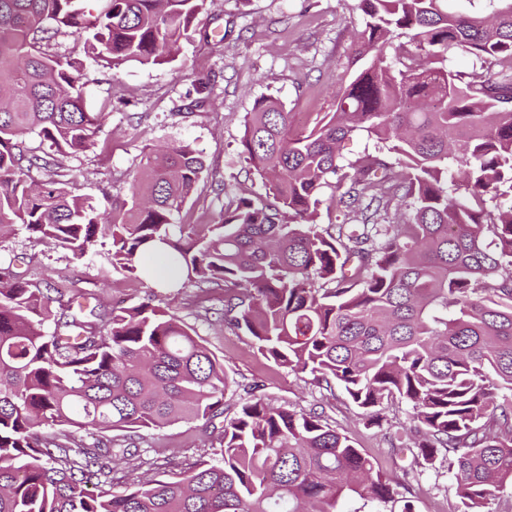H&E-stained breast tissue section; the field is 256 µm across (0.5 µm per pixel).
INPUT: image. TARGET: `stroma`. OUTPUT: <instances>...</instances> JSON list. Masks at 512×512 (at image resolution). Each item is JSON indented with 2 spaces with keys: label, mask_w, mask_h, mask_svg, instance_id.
I'll list each match as a JSON object with an SVG mask.
<instances>
[{
  "label": "stroma",
  "mask_w": 512,
  "mask_h": 512,
  "mask_svg": "<svg viewBox=\"0 0 512 512\" xmlns=\"http://www.w3.org/2000/svg\"><path fill=\"white\" fill-rule=\"evenodd\" d=\"M357 0H207L181 43L176 60L163 65L127 64L112 70L88 65L82 80L94 104H107L110 117L90 149L65 158L71 190L100 208L131 195V182L145 144L188 143L206 169L194 197L192 219L211 224L229 196L262 194L257 177L247 174L240 140L255 99L278 98L296 128L314 113L334 111L355 57L362 17ZM208 99L199 103L198 90ZM13 265L34 286L73 288L91 294L105 308L131 307L150 289L113 268L107 246L96 245L82 258L50 249L16 230L0 242V266ZM201 289H158L156 302L175 307L224 365L231 382L227 413L237 409L242 385L259 382L261 393L283 408L322 406L331 422L368 455L382 474L403 479L406 461L394 454L385 429L367 426L343 391L330 392L309 375L278 367L254 349L250 336L226 330L206 314ZM222 418L211 424L177 423L143 431L144 446L158 463L182 468L220 453ZM404 496L417 512H454L455 481L441 463L422 476L403 479Z\"/></svg>",
  "instance_id": "stroma-1"
}]
</instances>
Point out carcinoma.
<instances>
[{
    "label": "carcinoma",
    "mask_w": 512,
    "mask_h": 512,
    "mask_svg": "<svg viewBox=\"0 0 512 512\" xmlns=\"http://www.w3.org/2000/svg\"><path fill=\"white\" fill-rule=\"evenodd\" d=\"M358 0L359 54L333 112L299 131L275 98L255 100L241 153L264 194L238 196L215 224H179L205 170L189 144L141 151L130 199L105 213L68 189L61 159L95 145L85 63L44 46L83 41L108 68L163 65L206 0H0V239L29 237L83 257L107 237L112 266L166 284L224 289V328L277 365L339 386L369 426L409 407L399 448L417 478L437 457L459 512H495L512 482V0ZM473 57L458 71L448 54ZM364 132L376 148L344 161ZM48 143L38 154L24 136ZM458 179L449 177L454 165ZM335 179L341 220L317 222ZM52 332L45 331L48 322ZM221 364L148 291L102 310L80 291L51 297L0 267V512H413L401 482L374 471L325 411L275 407L242 386L221 458L112 491L119 459L155 468L138 431L224 414ZM85 431L87 443L76 437ZM112 431H124L115 448Z\"/></svg>",
    "instance_id": "1"
}]
</instances>
